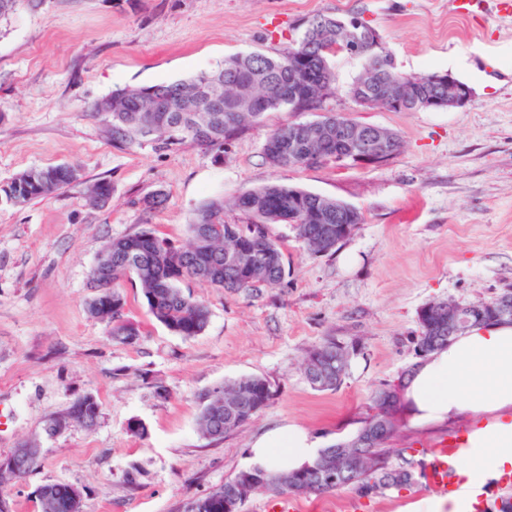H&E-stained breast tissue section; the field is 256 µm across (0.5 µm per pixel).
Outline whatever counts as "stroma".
<instances>
[{"label": "stroma", "instance_id": "obj_1", "mask_svg": "<svg viewBox=\"0 0 512 512\" xmlns=\"http://www.w3.org/2000/svg\"><path fill=\"white\" fill-rule=\"evenodd\" d=\"M316 13L363 18L402 73L452 71L473 99L449 111L365 108L348 94L360 62L340 55L336 93L320 107L266 113L218 151L118 148L108 114L92 110L117 89L186 80L238 53L276 55ZM329 114L390 129L402 148L376 164L269 166L268 133ZM58 164L79 178L56 196L0 201V458L24 441L39 450L37 468L5 486L10 512H38L39 488L53 483L79 489L82 512H184L249 468L251 443L271 427L299 425L322 448L355 432L372 392L417 364L425 304L512 289V25L456 15L448 0H27L0 19V185ZM98 180L112 197L93 208L86 188ZM271 182L338 199L363 222L318 257L289 225H269L286 256L279 288L181 282L210 311L200 335L156 322L130 282L135 340L113 339L89 314L88 278L106 239L150 230L186 244L202 202L223 198L225 220L243 224L233 200ZM157 191L163 206L144 210ZM330 336L349 349L350 369L337 389L317 391L302 363ZM244 376L272 384L270 405L222 441L202 438L201 394ZM87 394L101 403L96 428L49 433V419ZM134 420L143 434L130 431ZM485 421L406 420L391 445L423 451Z\"/></svg>", "mask_w": 512, "mask_h": 512}]
</instances>
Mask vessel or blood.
<instances>
[{"label": "vessel or blood", "instance_id": "vessel-or-blood-1", "mask_svg": "<svg viewBox=\"0 0 512 512\" xmlns=\"http://www.w3.org/2000/svg\"><path fill=\"white\" fill-rule=\"evenodd\" d=\"M472 440V429L462 428L437 441L423 468V483L441 498L463 502L466 512H485L489 493L512 491V469L500 470L491 485L476 484L462 466L473 451Z\"/></svg>", "mask_w": 512, "mask_h": 512}]
</instances>
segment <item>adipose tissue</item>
<instances>
[{
    "label": "adipose tissue",
    "mask_w": 512,
    "mask_h": 512,
    "mask_svg": "<svg viewBox=\"0 0 512 512\" xmlns=\"http://www.w3.org/2000/svg\"><path fill=\"white\" fill-rule=\"evenodd\" d=\"M404 398L415 424L512 408V324L473 328L432 352L410 374ZM317 454L296 425L271 429L250 448L253 465L274 472L300 468ZM470 462L482 477L512 465V420L478 429Z\"/></svg>",
    "instance_id": "adipose-tissue-1"
}]
</instances>
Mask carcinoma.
<instances>
[{
  "label": "carcinoma",
  "instance_id": "cac0c4a2",
  "mask_svg": "<svg viewBox=\"0 0 512 512\" xmlns=\"http://www.w3.org/2000/svg\"><path fill=\"white\" fill-rule=\"evenodd\" d=\"M328 27L306 29L297 44H310L307 61L292 66L288 62L291 47L275 56L261 51L224 58L215 69L202 71L189 80L157 84L149 87H126L107 96L108 113L112 117L107 132L116 146L131 148L150 141L159 150H174L187 142L212 150L224 148L229 137L244 128L261 123L265 113L288 107L294 111L314 108L336 91V71L332 58L342 33L334 20ZM374 61L381 77L396 68L393 54L382 57L374 50L365 51L361 63ZM420 76L414 89L415 102L402 108L404 112L422 109L420 102L438 90ZM349 119L330 114L323 122L294 128L289 125L271 131L264 142L263 154L274 168L313 165L324 155L336 152V125ZM77 179L76 167L60 164L24 171L0 185V199L16 207L33 200L57 194ZM112 186L106 181L92 184L88 198L101 207L109 200ZM234 207L248 216L245 224L224 222V200L204 203L189 224V242L176 246L150 230L108 240L101 254L105 263L90 273L88 288L92 290L88 310L91 316L110 326L114 339L128 341L137 329L124 317L126 305L122 291L128 279L138 282L152 317L172 332L193 337L206 328L209 309L200 300L179 288L185 279H194L213 288L231 292L256 293L263 288H279L285 279L284 254L272 239L267 226L287 224L298 239L314 255L336 250V220L343 224H361L362 215L346 209L336 216V199L324 197L281 183H271L239 195ZM249 253V262L238 264L233 253ZM430 329L419 326L416 348L423 355L447 346L452 338L443 336L432 345ZM336 339H326L312 349L303 364L304 374L310 367L323 364L333 372L325 382L311 384L318 391L338 388L350 367L349 358L336 361ZM274 397L268 380L245 376L206 392L198 427L201 434L222 440L243 423L261 413ZM101 414V404L92 395L78 398L66 410L54 416L49 425L69 427L78 424L93 430ZM395 433L378 439L371 455L359 459L358 449L345 448L337 455L341 467L349 469L350 481L330 486L321 482L317 473L307 467L283 472H268L250 467L257 482L247 494H297L305 487L307 496H318L351 489L362 496L383 494L389 490L407 489L419 483L421 471L414 458L406 457L409 449L398 450L400 463L391 460L388 442ZM33 450L30 459L16 470L0 469V512H9L4 497V484L26 476L37 463ZM75 489L66 484H47L38 490L39 512H81L74 501ZM236 488L230 482L189 502L187 512H226L224 503L233 499Z\"/></svg>",
  "mask_w": 512,
  "mask_h": 512
}]
</instances>
